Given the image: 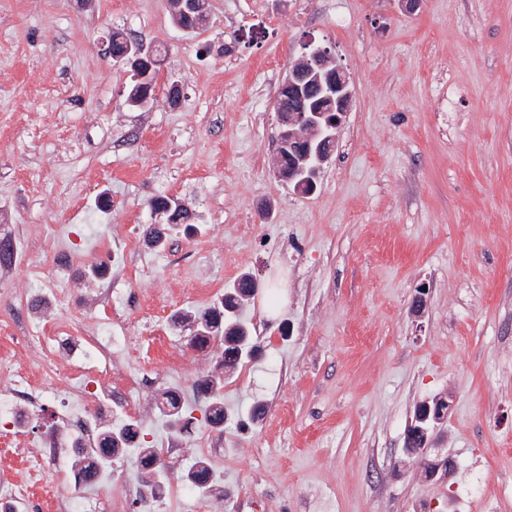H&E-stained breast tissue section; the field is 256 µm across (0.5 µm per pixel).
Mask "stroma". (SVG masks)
<instances>
[{
	"instance_id": "35a3bbf8",
	"label": "stroma",
	"mask_w": 512,
	"mask_h": 512,
	"mask_svg": "<svg viewBox=\"0 0 512 512\" xmlns=\"http://www.w3.org/2000/svg\"><path fill=\"white\" fill-rule=\"evenodd\" d=\"M192 32L170 0H0V238L18 246L0 277V399L40 360L43 423L22 451L0 439V485L52 456L70 407L53 392L101 326L157 340L122 365L150 383L132 400L98 391L89 413L138 420L140 445L166 447L155 402L177 390L193 435L162 459L179 486L207 459L210 489L162 501L126 494L134 454L91 487L54 481L20 512H512V0H205ZM112 31L161 49L156 98L127 105L130 75L102 56ZM331 48L353 90L338 146L306 196L273 171L274 101L289 66ZM178 102H170V87ZM181 199L200 233L166 227L150 202ZM112 205L99 206L102 196ZM112 273L118 308L101 297ZM255 355L224 379L214 429L197 380L218 342L188 344L174 313L210 306L242 274ZM426 306L414 314L416 296ZM70 339L69 353L48 351ZM451 399L423 454L456 472L426 477L404 442L416 406Z\"/></svg>"
}]
</instances>
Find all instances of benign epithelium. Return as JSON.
Instances as JSON below:
<instances>
[{
  "mask_svg": "<svg viewBox=\"0 0 512 512\" xmlns=\"http://www.w3.org/2000/svg\"><path fill=\"white\" fill-rule=\"evenodd\" d=\"M129 60L134 62L135 69L141 73L139 80L146 81V87L136 98L128 100L132 106L144 108L155 98L151 90L155 88L153 81L154 44L141 38L127 40ZM317 85L323 97L318 106L302 107L294 112L279 115L280 126L284 127L281 136L288 139V150L292 151L301 143L318 142L314 163L306 165L309 157H297L291 162L288 170V183L300 190L305 186L315 188L316 180L335 152L337 131L350 111L353 92L349 78L344 69L333 64L330 51L315 47L307 52L297 63L289 68L288 74L282 79L279 88L288 90L292 98H301L311 85ZM450 407L445 397H437L420 404L414 413V422L410 425L405 443L427 436L429 427L437 423ZM426 468V476L435 478L439 472L452 474L455 470L453 460L446 459L443 463H430L420 460Z\"/></svg>",
  "mask_w": 512,
  "mask_h": 512,
  "instance_id": "7a95c632",
  "label": "benign epithelium"
}]
</instances>
